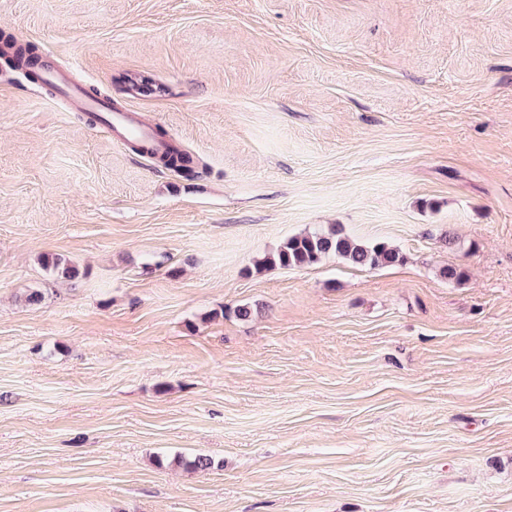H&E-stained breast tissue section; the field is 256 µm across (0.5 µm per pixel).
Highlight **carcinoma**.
I'll return each instance as SVG.
<instances>
[{
	"label": "carcinoma",
	"instance_id": "carcinoma-1",
	"mask_svg": "<svg viewBox=\"0 0 512 512\" xmlns=\"http://www.w3.org/2000/svg\"><path fill=\"white\" fill-rule=\"evenodd\" d=\"M165 166L183 173L194 174L198 162L181 150L164 156ZM336 255L355 266H391L403 260L400 251L384 242L364 244L331 227L327 230H314L289 237L279 249L256 264L259 271L272 268H303L320 263L325 257ZM42 264L54 274L75 280L79 269L70 262L54 256L44 257Z\"/></svg>",
	"mask_w": 512,
	"mask_h": 512
}]
</instances>
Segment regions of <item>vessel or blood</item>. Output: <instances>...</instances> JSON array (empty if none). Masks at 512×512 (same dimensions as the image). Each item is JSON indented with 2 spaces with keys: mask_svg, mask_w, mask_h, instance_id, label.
<instances>
[{
  "mask_svg": "<svg viewBox=\"0 0 512 512\" xmlns=\"http://www.w3.org/2000/svg\"><path fill=\"white\" fill-rule=\"evenodd\" d=\"M42 80L46 85L53 87L73 108L83 112L99 113L103 125L115 138L127 142L136 140L159 152L175 148V141L159 138L153 126L144 124L135 114L105 108L97 99L74 86L66 71L46 67L42 73Z\"/></svg>",
  "mask_w": 512,
  "mask_h": 512,
  "instance_id": "1",
  "label": "vessel or blood"
}]
</instances>
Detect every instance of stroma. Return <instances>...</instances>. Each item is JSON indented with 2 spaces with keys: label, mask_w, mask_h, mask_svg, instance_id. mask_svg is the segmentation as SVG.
Listing matches in <instances>:
<instances>
[{
  "label": "stroma",
  "mask_w": 512,
  "mask_h": 512,
  "mask_svg": "<svg viewBox=\"0 0 512 512\" xmlns=\"http://www.w3.org/2000/svg\"><path fill=\"white\" fill-rule=\"evenodd\" d=\"M3 36L206 171L0 59V512H512V0H0ZM334 224L402 262L255 271ZM42 81L53 87L69 104L83 112H98L103 124L116 139L124 141H140L158 152H166L176 148L174 140L159 138L154 126L144 124L133 112L107 109L97 99L74 86L66 71L46 67L42 73ZM162 162L165 166L183 174L199 173L195 170L198 168V162L190 154L181 150H174L164 156Z\"/></svg>",
  "instance_id": "stroma-1"
}]
</instances>
